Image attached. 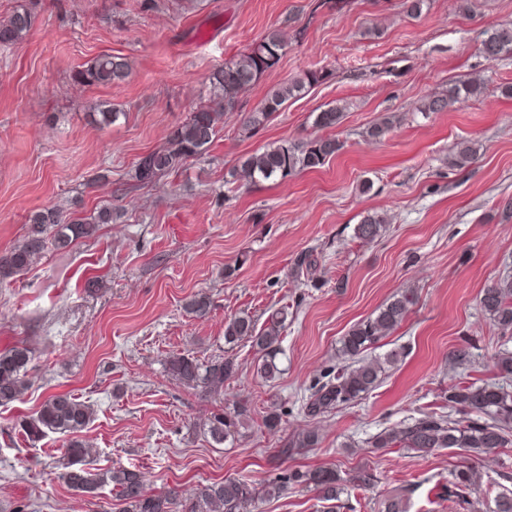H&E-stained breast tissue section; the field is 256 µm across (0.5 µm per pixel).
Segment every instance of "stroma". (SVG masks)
Listing matches in <instances>:
<instances>
[{
	"label": "stroma",
	"instance_id": "35a3bbf8",
	"mask_svg": "<svg viewBox=\"0 0 512 512\" xmlns=\"http://www.w3.org/2000/svg\"><path fill=\"white\" fill-rule=\"evenodd\" d=\"M36 24L20 43L0 47V254L24 238L30 217L58 208L73 218L111 206V223L66 252L45 250L26 271L0 280V349L33 356L23 400L0 406V512H120L112 487L83 497L62 480L67 436L29 440L21 421L51 395L70 392L95 415L81 432L98 471H140L156 491L189 497L204 481H261L285 468L367 467V489L349 488L342 512H382L387 498L408 512H492L512 492V446L468 459L459 448L422 455L374 449L366 440L409 422L418 410L444 411V395L470 374L498 375L502 341L484 315L481 290L512 274V56L488 61L486 31L512 24V0H428L421 15L404 0H0V20L18 4ZM288 46L276 68L225 113L218 139L149 184L131 178L137 158L165 146L171 130L210 95L209 76L270 29ZM126 58L129 77L109 86L78 83L98 55ZM309 69L327 79L252 136L244 120L271 90ZM470 78L484 95L447 112H420L426 96ZM107 103L113 124H94ZM342 104L332 133L340 150L324 166L284 180L248 184L233 172L266 146L321 133L318 112ZM381 138L366 131L383 118ZM478 150L457 168V143ZM370 213L387 231L366 244L354 230ZM311 252L317 287L292 272ZM416 299L371 356L399 352L381 385L352 407L318 420L319 444L288 460L276 450L308 420L294 411L310 381L336 361L340 339L394 294ZM212 299L207 317L188 315L197 292ZM287 308L280 378L257 377L260 355L238 343V374L222 394L173 379V353L222 354L224 321L245 312L258 322ZM468 348L472 369L453 353ZM245 401L252 421L233 444H214L202 423ZM287 408L269 430L271 403ZM476 467L471 504L448 499L452 472ZM250 512H327L314 491L260 498Z\"/></svg>",
	"mask_w": 512,
	"mask_h": 512
}]
</instances>
